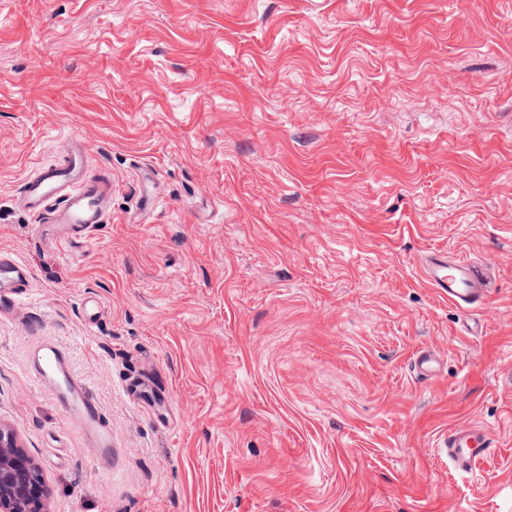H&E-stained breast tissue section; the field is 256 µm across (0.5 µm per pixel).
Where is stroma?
<instances>
[{
    "mask_svg": "<svg viewBox=\"0 0 512 512\" xmlns=\"http://www.w3.org/2000/svg\"><path fill=\"white\" fill-rule=\"evenodd\" d=\"M73 135L113 187L79 247L15 205ZM0 251L32 273L0 424L48 512H512V0H0ZM429 251L487 263L476 333ZM42 339L111 473L29 375ZM458 425L497 446L470 474ZM30 372L49 389L64 410L69 429L97 449V463L112 471V432L85 384L74 375L66 349L54 341H42L32 350ZM440 450L460 473H470L479 460L491 455L495 447L483 430L475 426H459L439 442Z\"/></svg>",
    "mask_w": 512,
    "mask_h": 512,
    "instance_id": "stroma-1",
    "label": "stroma"
}]
</instances>
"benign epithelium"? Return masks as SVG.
<instances>
[{"mask_svg": "<svg viewBox=\"0 0 512 512\" xmlns=\"http://www.w3.org/2000/svg\"><path fill=\"white\" fill-rule=\"evenodd\" d=\"M0 512H47L41 470L19 444L15 433L0 426Z\"/></svg>", "mask_w": 512, "mask_h": 512, "instance_id": "7a95c632", "label": "benign epithelium"}]
</instances>
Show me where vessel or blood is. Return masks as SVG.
<instances>
[{
	"mask_svg": "<svg viewBox=\"0 0 512 512\" xmlns=\"http://www.w3.org/2000/svg\"><path fill=\"white\" fill-rule=\"evenodd\" d=\"M86 141L72 136L61 145L58 159L37 165L17 197L18 206L53 225L59 242L89 240L94 228L112 212V179L93 173ZM423 276L430 288L463 313L485 308L494 293L484 266L476 261L451 259L431 252ZM30 285L28 267L8 254H0V315L8 314ZM30 372L49 389L64 410L69 429L97 450V463L112 466V432L85 384L74 375L66 349L57 342L38 343L31 354ZM442 452L461 473L473 470L495 447L480 428L464 425L440 441Z\"/></svg>",
	"mask_w": 512,
	"mask_h": 512,
	"instance_id": "vessel-or-blood-1",
	"label": "vessel or blood"
}]
</instances>
